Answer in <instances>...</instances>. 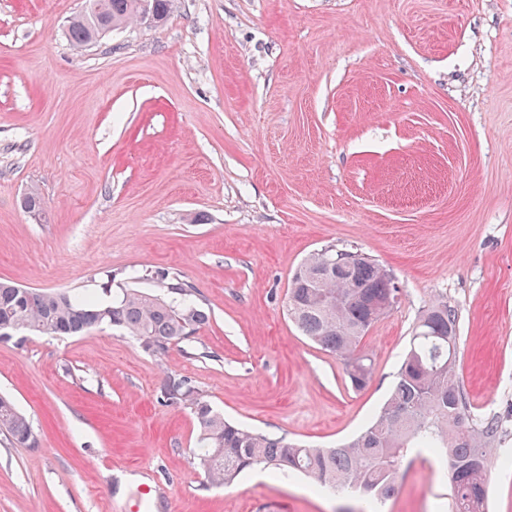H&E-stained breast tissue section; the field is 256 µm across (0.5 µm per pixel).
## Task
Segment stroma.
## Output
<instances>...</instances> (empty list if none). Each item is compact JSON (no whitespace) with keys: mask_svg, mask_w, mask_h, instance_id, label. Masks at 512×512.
Returning <instances> with one entry per match:
<instances>
[{"mask_svg":"<svg viewBox=\"0 0 512 512\" xmlns=\"http://www.w3.org/2000/svg\"><path fill=\"white\" fill-rule=\"evenodd\" d=\"M84 0H0V279L157 291L193 282L207 323L145 351L132 336L0 340V394L34 442L0 431V512H337L262 466L211 485L197 421L163 399L187 380L225 418L327 448L393 386L429 304L455 308L472 424L512 450V0H175L78 51ZM42 217L21 209L27 193ZM359 250L401 290L353 390L288 316L296 268ZM412 453L367 512H448Z\"/></svg>","mask_w":512,"mask_h":512,"instance_id":"stroma-1","label":"stroma"}]
</instances>
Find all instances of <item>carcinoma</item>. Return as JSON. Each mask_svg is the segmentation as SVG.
I'll return each mask as SVG.
<instances>
[{"label":"carcinoma","instance_id":"1","mask_svg":"<svg viewBox=\"0 0 512 512\" xmlns=\"http://www.w3.org/2000/svg\"><path fill=\"white\" fill-rule=\"evenodd\" d=\"M101 9L84 8L70 21L72 46L83 49L107 33L169 13L173 0H98ZM336 253L322 249L303 262L291 277L288 315L299 332L336 355L353 389H363L373 375L372 360L361 351L378 319L399 302V289L373 259L354 252L352 264L327 269ZM152 278L164 294L122 289L121 295L99 287L94 292L44 291L0 280V324L42 336H81L115 327L136 337L145 349H165L188 339L208 320L191 299L194 285L166 270ZM458 315L437 302L418 318L410 349L389 397L368 427L336 448H311L282 436H270L224 420L187 381L164 384V398L189 406L199 425L194 455L209 482L229 486L245 469L263 465L276 475L300 473L323 491L361 493L378 499L395 492L402 459L411 448L433 452L441 471L449 474L451 512H486L492 469L508 457L490 444L498 426L490 421L476 429L469 421L457 374ZM0 430L20 444L34 440L32 427L9 398L0 395Z\"/></svg>","mask_w":512,"mask_h":512}]
</instances>
